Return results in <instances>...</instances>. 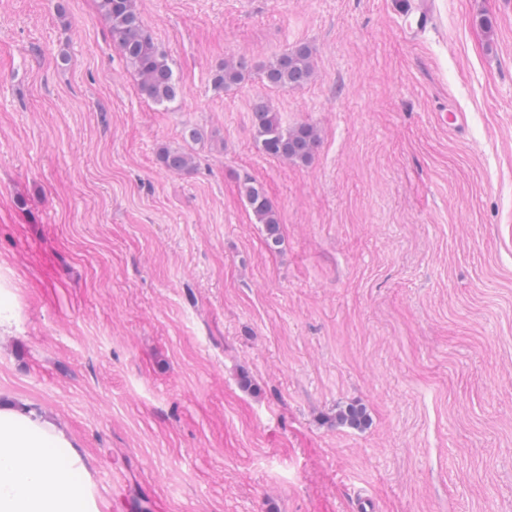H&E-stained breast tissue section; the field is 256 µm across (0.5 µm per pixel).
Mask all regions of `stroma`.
Listing matches in <instances>:
<instances>
[{
  "instance_id": "1",
  "label": "stroma",
  "mask_w": 512,
  "mask_h": 512,
  "mask_svg": "<svg viewBox=\"0 0 512 512\" xmlns=\"http://www.w3.org/2000/svg\"><path fill=\"white\" fill-rule=\"evenodd\" d=\"M391 2L138 0L159 106L99 0H0V392L76 435L111 512H512V0H434L418 34ZM299 43L304 88L212 84ZM259 98L317 127L309 164L260 150ZM110 23L113 43L132 68L140 96L147 101L171 103L180 94L169 59L144 25L136 0H99ZM253 66L245 56L231 57L224 60L213 75V83L217 88L229 89L242 84L249 77ZM161 165L170 172L186 173L194 168L193 156L184 149L163 148L158 155ZM242 193L256 219V224H262L265 231L267 248L275 252L283 242L281 224L277 211L263 189L254 185L251 179L243 183Z\"/></svg>"
}]
</instances>
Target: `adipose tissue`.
<instances>
[{
    "mask_svg": "<svg viewBox=\"0 0 512 512\" xmlns=\"http://www.w3.org/2000/svg\"><path fill=\"white\" fill-rule=\"evenodd\" d=\"M0 512H102L81 442L35 403L1 394Z\"/></svg>",
    "mask_w": 512,
    "mask_h": 512,
    "instance_id": "ef3b65f1",
    "label": "adipose tissue"
}]
</instances>
